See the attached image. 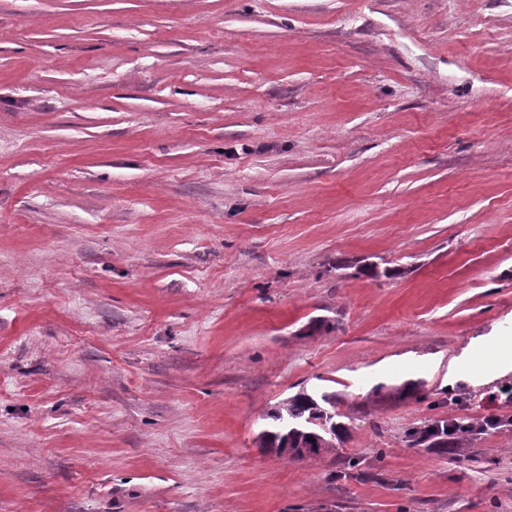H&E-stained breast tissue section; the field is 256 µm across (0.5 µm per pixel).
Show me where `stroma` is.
Wrapping results in <instances>:
<instances>
[{
    "label": "stroma",
    "mask_w": 512,
    "mask_h": 512,
    "mask_svg": "<svg viewBox=\"0 0 512 512\" xmlns=\"http://www.w3.org/2000/svg\"><path fill=\"white\" fill-rule=\"evenodd\" d=\"M503 414L512 0H0V512H512L406 437ZM336 398L333 394L324 393L320 398L302 390L288 397L278 407L268 413L270 421L258 438L264 448H281L284 434L287 432L284 423L296 427L297 432L290 436L291 448H298L296 455H284L290 459H300L307 456L299 448H311L313 455L336 450V443L344 441L349 434V428L337 418L346 417L334 412ZM336 423V425L334 424ZM333 430L334 437L325 432L324 426ZM316 436H323L324 441L318 442Z\"/></svg>",
    "instance_id": "35a3bbf8"
}]
</instances>
